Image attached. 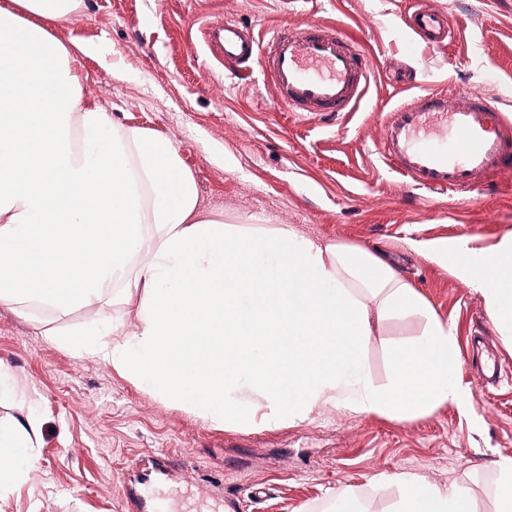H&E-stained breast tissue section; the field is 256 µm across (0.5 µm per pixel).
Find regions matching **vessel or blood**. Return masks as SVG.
Masks as SVG:
<instances>
[{
  "instance_id": "vessel-or-blood-1",
  "label": "vessel or blood",
  "mask_w": 512,
  "mask_h": 512,
  "mask_svg": "<svg viewBox=\"0 0 512 512\" xmlns=\"http://www.w3.org/2000/svg\"><path fill=\"white\" fill-rule=\"evenodd\" d=\"M405 24L420 42L451 40L455 26L430 0H415ZM216 61L267 73L277 105L292 112H348L364 98L371 64L365 52L312 21L280 26L269 37L224 19L201 30ZM382 155L406 182L449 193L473 191L489 176L512 171V105L470 92L454 104L431 92L388 113Z\"/></svg>"
}]
</instances>
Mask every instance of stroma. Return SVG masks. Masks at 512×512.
Returning <instances> with one entry per match:
<instances>
[{"label":"stroma","instance_id":"obj_1","mask_svg":"<svg viewBox=\"0 0 512 512\" xmlns=\"http://www.w3.org/2000/svg\"><path fill=\"white\" fill-rule=\"evenodd\" d=\"M410 2L81 0L52 32L77 48L89 102L177 145L202 211L386 250L454 325L464 404L412 421L326 409L298 425L215 429L42 336L49 314L0 307V363L19 393L0 399V422L41 421L29 477L0 495V512H127L124 485L144 479L134 460L158 453L179 462L169 483L148 487L166 512H328L341 487L363 512H384L395 496L387 478L401 471L466 486L477 512H493L496 464L512 459V338L495 328L482 296L421 246L466 239L492 248L512 238V174L452 198L404 183L379 145L388 113L420 90L512 100V0H434L458 36L413 51L403 21ZM221 17L262 30L305 18L335 25L372 62L365 98L333 118L277 107L260 70L234 78L212 61L200 28ZM86 45L101 54H83ZM418 331L395 320L370 343L378 380L392 347ZM477 336L489 337L500 361V379L487 387L467 366Z\"/></svg>","mask_w":512,"mask_h":512}]
</instances>
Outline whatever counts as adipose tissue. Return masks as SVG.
Here are the masks:
<instances>
[{
    "instance_id": "obj_1",
    "label": "adipose tissue",
    "mask_w": 512,
    "mask_h": 512,
    "mask_svg": "<svg viewBox=\"0 0 512 512\" xmlns=\"http://www.w3.org/2000/svg\"><path fill=\"white\" fill-rule=\"evenodd\" d=\"M79 6L0 0V305L65 314L111 298V321L47 336L216 428H277L325 408L409 421L462 404L454 327L384 251L204 216L173 142L86 101L71 49L45 26ZM430 252L511 336L512 238ZM393 319L420 331L379 381L366 350ZM39 433L33 416L0 429V493L27 480ZM391 481L387 512H476L464 486Z\"/></svg>"
}]
</instances>
